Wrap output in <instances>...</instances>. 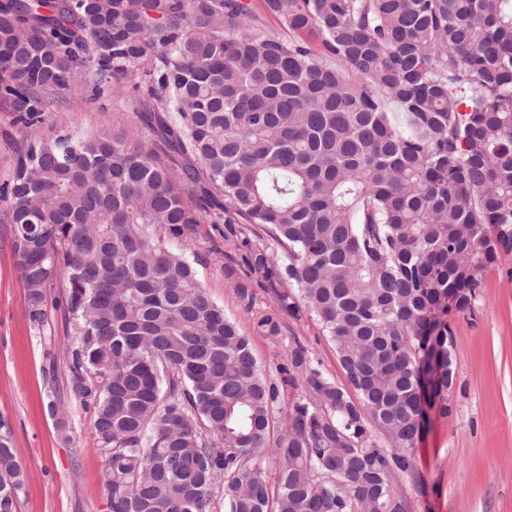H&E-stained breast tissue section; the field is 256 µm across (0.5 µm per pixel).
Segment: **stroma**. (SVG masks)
<instances>
[{"label": "stroma", "instance_id": "stroma-1", "mask_svg": "<svg viewBox=\"0 0 512 512\" xmlns=\"http://www.w3.org/2000/svg\"><path fill=\"white\" fill-rule=\"evenodd\" d=\"M39 132L77 136L122 131L140 120L110 95L89 101L66 91L54 96ZM23 133L0 101V190L11 183ZM197 280L247 336L265 375L278 382L285 402L296 388L282 384L279 368L295 344L304 345L339 385L347 379L336 353L307 313L282 315L280 336L253 333V311L273 310L277 299L240 260L236 238L220 224L203 223L187 237ZM253 297L245 308L239 289ZM47 312L32 321L26 290L11 250L8 206L0 199V417L7 419L25 470L18 512H109L103 493V455L93 411L65 390L63 352L73 339L54 305L60 281L47 284ZM453 336L455 385L447 411L429 409L414 452L412 474L394 485L406 512H512V255H501L482 276L470 309L447 317Z\"/></svg>", "mask_w": 512, "mask_h": 512}]
</instances>
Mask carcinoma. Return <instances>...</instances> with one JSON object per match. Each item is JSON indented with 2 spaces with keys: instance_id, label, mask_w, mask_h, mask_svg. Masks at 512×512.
I'll return each instance as SVG.
<instances>
[{
  "instance_id": "cac0c4a2",
  "label": "carcinoma",
  "mask_w": 512,
  "mask_h": 512,
  "mask_svg": "<svg viewBox=\"0 0 512 512\" xmlns=\"http://www.w3.org/2000/svg\"><path fill=\"white\" fill-rule=\"evenodd\" d=\"M105 89L134 91L157 139L31 134L4 199L32 317L66 288L68 387L93 405L109 512H404L423 404L448 411L439 315L512 253V0H0L17 123ZM204 221L283 247L284 266L240 230L279 302L254 333L309 313L349 388L299 345L283 406L172 248ZM23 485L1 419L0 512Z\"/></svg>"
}]
</instances>
